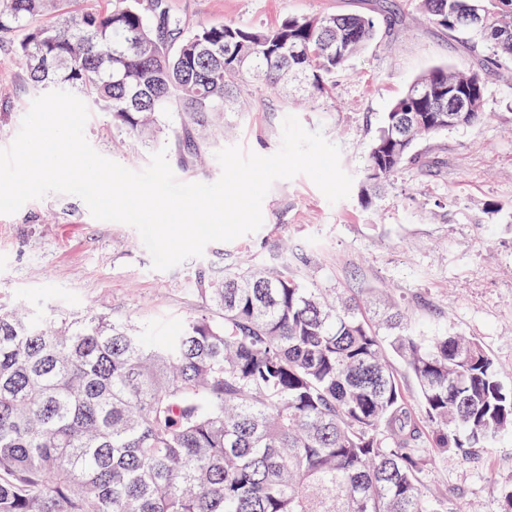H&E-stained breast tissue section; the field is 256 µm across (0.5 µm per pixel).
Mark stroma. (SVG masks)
<instances>
[{"mask_svg": "<svg viewBox=\"0 0 512 512\" xmlns=\"http://www.w3.org/2000/svg\"><path fill=\"white\" fill-rule=\"evenodd\" d=\"M188 27L269 26L291 16L364 14L376 39L336 76L329 96L307 102L287 86H250L246 109L228 115L223 135L200 139L199 157L178 161L164 140L179 181L212 183L218 150L237 145L268 156L281 145L282 121L296 116L341 149L355 185L332 204L304 175L276 181L262 203L264 223L230 242H213L199 258L153 269L139 233L95 219L72 195L51 194L0 215V303L49 313L94 309L130 320L162 342L179 335L200 300L195 275L220 276L244 260L288 269L309 288L344 292L406 313L424 336L463 333L492 355L512 387V65L485 73L483 119L418 142L376 201L358 187L365 160L394 101L434 67L481 64L472 33L428 21L418 0H166ZM34 94L21 61L0 49V147L10 145ZM85 136L100 154L142 170L152 151L90 108ZM512 488V432L496 447L426 472L423 492L448 497L461 512H504Z\"/></svg>", "mask_w": 512, "mask_h": 512, "instance_id": "35a3bbf8", "label": "stroma"}]
</instances>
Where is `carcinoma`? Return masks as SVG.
I'll return each instance as SVG.
<instances>
[{
	"label": "carcinoma",
	"mask_w": 512,
	"mask_h": 512,
	"mask_svg": "<svg viewBox=\"0 0 512 512\" xmlns=\"http://www.w3.org/2000/svg\"><path fill=\"white\" fill-rule=\"evenodd\" d=\"M0 0V45L38 94L65 90L156 143L183 119L180 154L242 83L288 78L327 95L376 35L361 14L272 27L187 28L163 0ZM450 32L471 31L482 67H435L393 103L363 168L381 190L420 140L484 116L485 69L512 61V0H420ZM474 91L465 110L450 87ZM205 311L154 346L92 309L19 316L0 305V512H461L421 488L428 466L512 431V388L472 336H418L404 312L305 288L284 270L200 271ZM418 385L424 452L389 354Z\"/></svg>",
	"instance_id": "1"
}]
</instances>
